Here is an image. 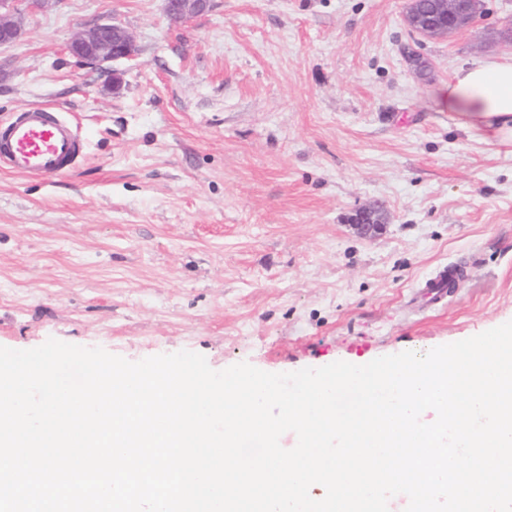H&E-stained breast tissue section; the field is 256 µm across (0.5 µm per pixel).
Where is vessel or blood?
Instances as JSON below:
<instances>
[{
    "label": "vessel or blood",
    "instance_id": "1",
    "mask_svg": "<svg viewBox=\"0 0 512 512\" xmlns=\"http://www.w3.org/2000/svg\"><path fill=\"white\" fill-rule=\"evenodd\" d=\"M84 140L62 112L48 106H26L0 122V165L20 175H62L83 155ZM456 273L446 269L427 280L423 293L433 303L448 294Z\"/></svg>",
    "mask_w": 512,
    "mask_h": 512
}]
</instances>
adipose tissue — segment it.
I'll return each instance as SVG.
<instances>
[{
    "label": "adipose tissue",
    "mask_w": 512,
    "mask_h": 512,
    "mask_svg": "<svg viewBox=\"0 0 512 512\" xmlns=\"http://www.w3.org/2000/svg\"><path fill=\"white\" fill-rule=\"evenodd\" d=\"M447 90L448 110L460 128L512 144V61L486 60L460 68Z\"/></svg>",
    "instance_id": "1"
}]
</instances>
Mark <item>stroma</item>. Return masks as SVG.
<instances>
[{
  "label": "stroma",
  "mask_w": 512,
  "mask_h": 512,
  "mask_svg": "<svg viewBox=\"0 0 512 512\" xmlns=\"http://www.w3.org/2000/svg\"><path fill=\"white\" fill-rule=\"evenodd\" d=\"M13 11L0 121L53 106L86 147L58 177L0 170V346L286 373L512 321V146L459 129L442 93L512 58V0L434 40L403 0H212L185 23L163 0ZM108 21L137 47L116 91L67 51ZM371 205L386 223L366 238L351 218ZM446 268L459 288L426 305Z\"/></svg>",
  "instance_id": "35a3bbf8"
}]
</instances>
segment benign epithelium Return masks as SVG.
<instances>
[{"label":"benign epithelium","mask_w":512,"mask_h":512,"mask_svg":"<svg viewBox=\"0 0 512 512\" xmlns=\"http://www.w3.org/2000/svg\"><path fill=\"white\" fill-rule=\"evenodd\" d=\"M167 16L188 20L203 14L210 0H164ZM487 12V0H405V21L413 33L423 38H444L472 26ZM21 33L20 22L11 18L9 0H0V45L14 42ZM68 53L106 77L116 90L122 72L112 64L132 57L136 47L132 36L116 23L82 28L67 47ZM354 226L364 237H374L384 228L380 211L375 207L360 210Z\"/></svg>","instance_id":"7a95c632"}]
</instances>
